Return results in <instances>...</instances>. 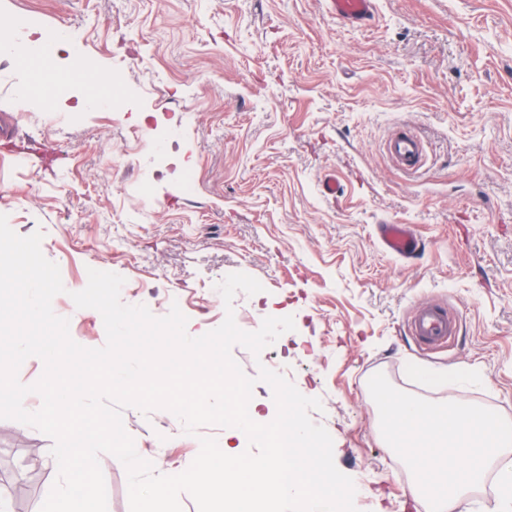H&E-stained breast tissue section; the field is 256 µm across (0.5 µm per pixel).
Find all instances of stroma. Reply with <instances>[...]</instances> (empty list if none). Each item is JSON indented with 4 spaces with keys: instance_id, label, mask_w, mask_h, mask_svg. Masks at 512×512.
Listing matches in <instances>:
<instances>
[{
    "instance_id": "35a3bbf8",
    "label": "stroma",
    "mask_w": 512,
    "mask_h": 512,
    "mask_svg": "<svg viewBox=\"0 0 512 512\" xmlns=\"http://www.w3.org/2000/svg\"><path fill=\"white\" fill-rule=\"evenodd\" d=\"M27 26L15 27L17 16ZM80 36L58 44L52 75L15 60L51 26ZM0 145L53 142L62 162L14 163L0 149V214L59 267L52 301L81 346L102 347L101 314L77 308L88 269L124 277L120 297L157 317L179 306L197 337L218 327V290L243 272L261 293L236 294L242 330L293 316L260 356L234 346L255 378L254 420L277 413L257 378L275 368L333 439L336 467L355 485L358 512H428L411 472L382 436L368 381L433 402H469L512 421V0H376L361 27L325 0H0ZM115 77L125 108L96 104L95 74ZM424 146L421 166L393 164L398 129ZM336 174L341 191L325 197ZM194 191H187V177ZM382 224L412 225L411 259L386 253ZM448 311L447 344L410 330L416 305ZM444 374L438 384L427 373ZM123 425L156 471H185L200 437L170 411L129 407ZM54 441L0 419V501L37 472L30 512L57 472ZM107 512H130L124 465L103 453ZM451 512H494L496 471Z\"/></svg>"
}]
</instances>
